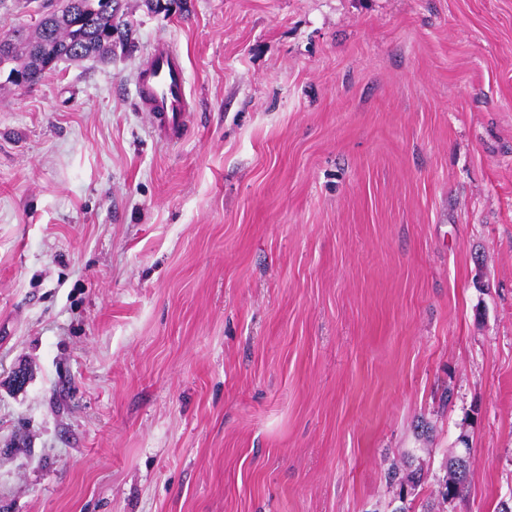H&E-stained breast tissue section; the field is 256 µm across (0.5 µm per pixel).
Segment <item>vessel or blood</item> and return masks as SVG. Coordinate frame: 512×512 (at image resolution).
I'll list each match as a JSON object with an SVG mask.
<instances>
[{
	"label": "vessel or blood",
	"mask_w": 512,
	"mask_h": 512,
	"mask_svg": "<svg viewBox=\"0 0 512 512\" xmlns=\"http://www.w3.org/2000/svg\"><path fill=\"white\" fill-rule=\"evenodd\" d=\"M137 92L153 129L166 141L180 140L187 131L190 94L178 50L165 43L152 47L139 74Z\"/></svg>",
	"instance_id": "obj_1"
}]
</instances>
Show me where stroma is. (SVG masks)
I'll return each instance as SVG.
<instances>
[{"mask_svg": "<svg viewBox=\"0 0 512 512\" xmlns=\"http://www.w3.org/2000/svg\"><path fill=\"white\" fill-rule=\"evenodd\" d=\"M124 8L132 48L0 88V512H393L395 462L424 512L464 442L442 512H499L512 0ZM137 92L153 129L166 141L180 140L187 132L190 94L181 54L166 43H156L142 67ZM444 468L446 475L439 481L437 492L443 501H448L456 497L469 480L471 474L469 457L464 464H460L458 455L452 456L446 460Z\"/></svg>", "mask_w": 512, "mask_h": 512, "instance_id": "35a3bbf8", "label": "stroma"}]
</instances>
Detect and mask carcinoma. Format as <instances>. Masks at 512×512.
<instances>
[{"label":"carcinoma","instance_id":"carcinoma-1","mask_svg":"<svg viewBox=\"0 0 512 512\" xmlns=\"http://www.w3.org/2000/svg\"><path fill=\"white\" fill-rule=\"evenodd\" d=\"M73 14L50 10L22 27L15 38L8 64L0 69V80L10 84V74L25 73L36 83L61 63L104 61L115 49L132 44L133 30L123 0H78ZM446 475L438 484V496L446 501L456 497L469 480L470 460L460 463L458 456L445 462Z\"/></svg>","mask_w":512,"mask_h":512}]
</instances>
